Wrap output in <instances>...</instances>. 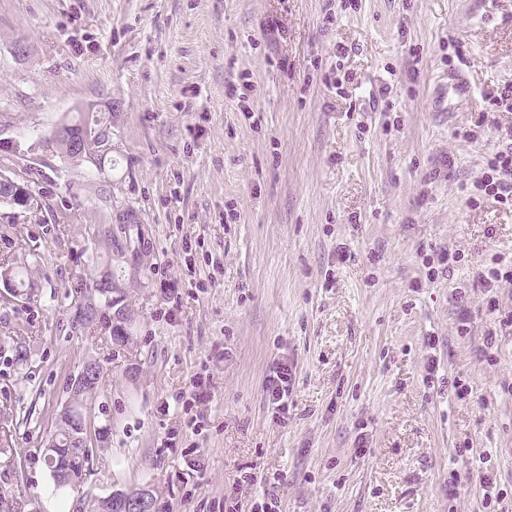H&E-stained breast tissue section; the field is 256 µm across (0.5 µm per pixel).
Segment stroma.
Segmentation results:
<instances>
[{"instance_id":"35a3bbf8","label":"stroma","mask_w":512,"mask_h":512,"mask_svg":"<svg viewBox=\"0 0 512 512\" xmlns=\"http://www.w3.org/2000/svg\"><path fill=\"white\" fill-rule=\"evenodd\" d=\"M451 71L472 93L435 111ZM507 83L512 0H0V157L33 152L41 202L0 204V264L25 256L33 282L0 305V428L22 469L0 454V487L25 512L144 486L156 512H483L487 473L512 501V283L476 278L512 258V209L468 201L512 132L485 97ZM89 106L111 111L100 169L39 143ZM128 207L136 263L90 232ZM444 250L459 262L429 279ZM78 270L118 275L128 344L71 332ZM89 359L87 413L112 436L59 494L42 443ZM283 361L284 413L264 392ZM202 371L196 436L181 402Z\"/></svg>"}]
</instances>
